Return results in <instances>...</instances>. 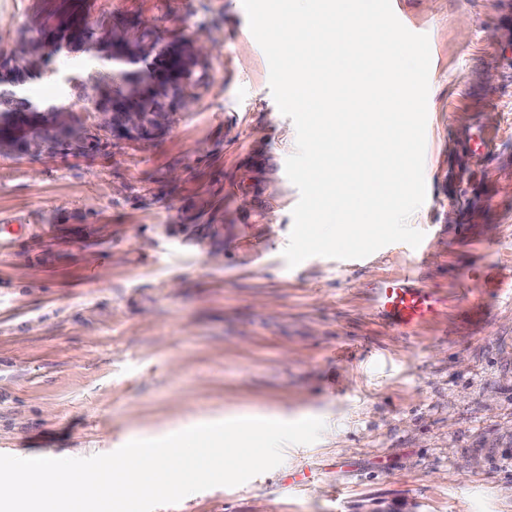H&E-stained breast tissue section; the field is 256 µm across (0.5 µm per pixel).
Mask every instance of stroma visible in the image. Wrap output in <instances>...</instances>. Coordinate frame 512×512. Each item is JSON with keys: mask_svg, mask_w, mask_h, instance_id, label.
Returning a JSON list of instances; mask_svg holds the SVG:
<instances>
[{"mask_svg": "<svg viewBox=\"0 0 512 512\" xmlns=\"http://www.w3.org/2000/svg\"><path fill=\"white\" fill-rule=\"evenodd\" d=\"M430 44L423 286L449 298L404 334L371 289L414 262L282 255L296 132L242 0H85L163 41L209 36L207 76L150 143L0 154V454L85 458L214 416L322 419L248 482L157 512H512V0H391ZM56 0H0V47ZM28 86L70 102L80 54ZM495 138L476 156V130ZM311 471L283 485L293 468Z\"/></svg>", "mask_w": 512, "mask_h": 512, "instance_id": "35a3bbf8", "label": "stroma"}]
</instances>
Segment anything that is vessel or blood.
<instances>
[{
    "mask_svg": "<svg viewBox=\"0 0 512 512\" xmlns=\"http://www.w3.org/2000/svg\"><path fill=\"white\" fill-rule=\"evenodd\" d=\"M377 315L402 331H409L438 316L448 306V298L439 291L421 288L414 274L380 281L373 289Z\"/></svg>",
    "mask_w": 512,
    "mask_h": 512,
    "instance_id": "vessel-or-blood-1",
    "label": "vessel or blood"
}]
</instances>
